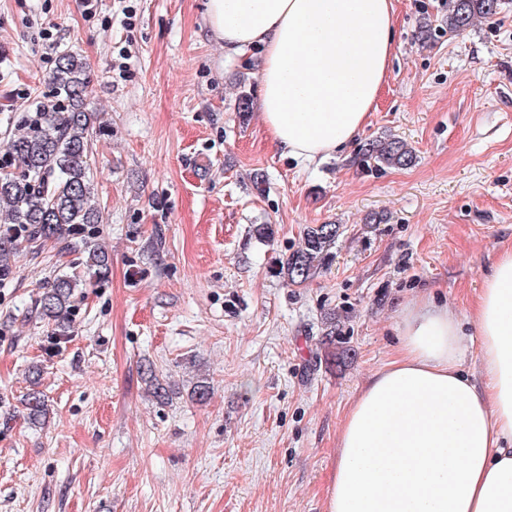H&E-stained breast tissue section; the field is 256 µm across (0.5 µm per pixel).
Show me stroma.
<instances>
[{"mask_svg": "<svg viewBox=\"0 0 512 512\" xmlns=\"http://www.w3.org/2000/svg\"><path fill=\"white\" fill-rule=\"evenodd\" d=\"M206 4L0 0V150L57 55L84 56L109 123L91 140L92 241L111 258L66 336L37 299L84 260L82 236L27 246L0 282V512H325L343 418L393 359L404 309L430 297L470 321L512 242V0L461 34L448 0H396L377 111L312 164L239 114L256 68L208 38ZM390 134L414 165L356 164ZM327 223L340 234L325 265L289 285L277 259ZM34 366L50 409L36 426L21 405Z\"/></svg>", "mask_w": 512, "mask_h": 512, "instance_id": "stroma-1", "label": "stroma"}]
</instances>
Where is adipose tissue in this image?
<instances>
[{
  "label": "adipose tissue",
  "instance_id": "1",
  "mask_svg": "<svg viewBox=\"0 0 512 512\" xmlns=\"http://www.w3.org/2000/svg\"><path fill=\"white\" fill-rule=\"evenodd\" d=\"M229 56L259 50L257 110L282 155L344 149L376 108L394 55V0H207ZM479 376L460 323L408 307L395 357L342 423L326 512H512V247L477 295Z\"/></svg>",
  "mask_w": 512,
  "mask_h": 512
}]
</instances>
